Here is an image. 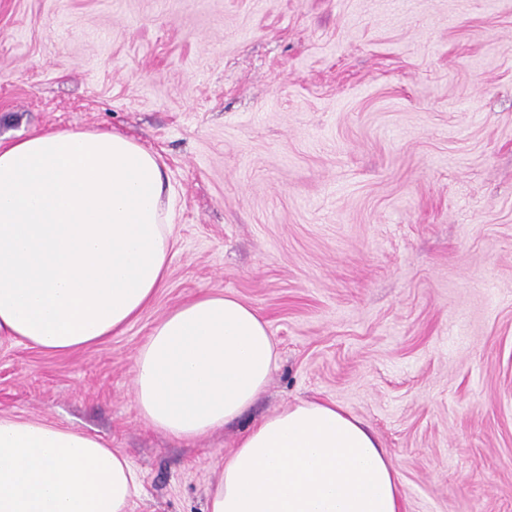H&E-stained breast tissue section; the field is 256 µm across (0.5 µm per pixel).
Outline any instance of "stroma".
<instances>
[{
    "label": "stroma",
    "instance_id": "35a3bbf8",
    "mask_svg": "<svg viewBox=\"0 0 512 512\" xmlns=\"http://www.w3.org/2000/svg\"><path fill=\"white\" fill-rule=\"evenodd\" d=\"M116 131L154 152L168 277L123 333L0 345V416L99 436L130 512H206L261 416L336 402L380 437L404 512H512V0H0V144ZM202 293L258 310L251 413L174 440L132 364Z\"/></svg>",
    "mask_w": 512,
    "mask_h": 512
}]
</instances>
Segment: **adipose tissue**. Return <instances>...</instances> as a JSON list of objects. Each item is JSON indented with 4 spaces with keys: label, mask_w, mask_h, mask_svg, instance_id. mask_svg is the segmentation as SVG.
Wrapping results in <instances>:
<instances>
[{
    "label": "adipose tissue",
    "mask_w": 512,
    "mask_h": 512,
    "mask_svg": "<svg viewBox=\"0 0 512 512\" xmlns=\"http://www.w3.org/2000/svg\"><path fill=\"white\" fill-rule=\"evenodd\" d=\"M167 175L136 140L49 129L0 145V342L70 353L123 333L165 283ZM263 317L201 294L152 329L133 363L144 420L192 440L242 416L275 368ZM137 477L99 437L0 416V512H129ZM207 512H404L389 453L336 403L301 401L225 457Z\"/></svg>",
    "instance_id": "1"
}]
</instances>
